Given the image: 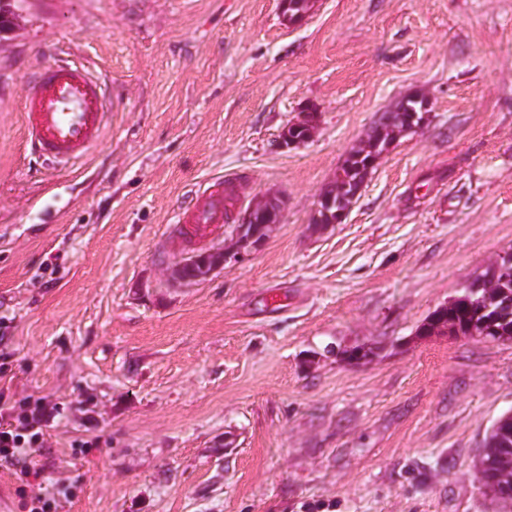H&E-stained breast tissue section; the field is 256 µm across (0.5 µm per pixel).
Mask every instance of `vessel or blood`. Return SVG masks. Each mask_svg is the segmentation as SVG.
<instances>
[{"mask_svg":"<svg viewBox=\"0 0 512 512\" xmlns=\"http://www.w3.org/2000/svg\"><path fill=\"white\" fill-rule=\"evenodd\" d=\"M21 112L30 153L68 171L85 161L105 134L106 84L84 64H46L34 71ZM227 205L224 180L214 178L192 194L175 228L188 238L203 239L221 230Z\"/></svg>","mask_w":512,"mask_h":512,"instance_id":"vessel-or-blood-1","label":"vessel or blood"}]
</instances>
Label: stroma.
<instances>
[{
  "label": "stroma",
  "mask_w": 512,
  "mask_h": 512,
  "mask_svg": "<svg viewBox=\"0 0 512 512\" xmlns=\"http://www.w3.org/2000/svg\"><path fill=\"white\" fill-rule=\"evenodd\" d=\"M57 58L112 101L68 172L21 120ZM415 91L432 112L315 228L347 155ZM310 106L316 132L280 147ZM216 176L231 206L202 245L269 191L281 220L171 286L199 245L178 208ZM509 250L512 0H316L296 25L282 0H25L0 41V344L12 391L59 411L37 457L56 512H512L474 474L512 411V341L422 331Z\"/></svg>",
  "instance_id": "stroma-1"
}]
</instances>
